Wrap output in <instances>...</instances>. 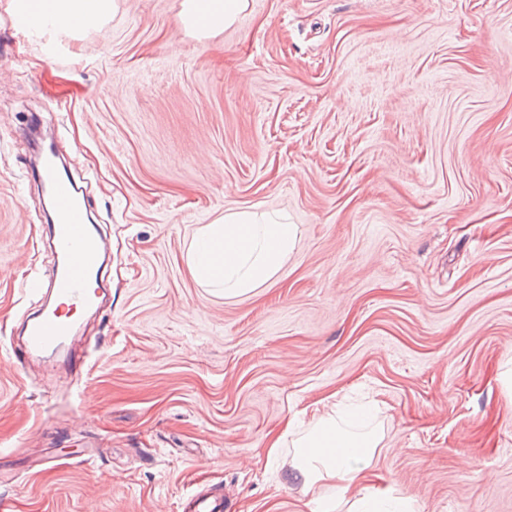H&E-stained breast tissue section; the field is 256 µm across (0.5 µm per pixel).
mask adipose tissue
I'll return each instance as SVG.
<instances>
[{
	"label": "adipose tissue",
	"mask_w": 512,
	"mask_h": 512,
	"mask_svg": "<svg viewBox=\"0 0 512 512\" xmlns=\"http://www.w3.org/2000/svg\"><path fill=\"white\" fill-rule=\"evenodd\" d=\"M37 11L44 29L82 33L108 20L114 0H13V12ZM247 0H182V28L205 38L221 34L246 9ZM298 227L287 216L238 210L207 225L190 242L187 264L195 280L223 290L225 297L251 294L281 269L297 243ZM365 411L346 413L343 419H319L297 438L292 468L304 493L324 508L332 503L320 496L321 486H334L352 495L350 512H382L383 499L375 494L355 496L367 479L368 468L381 453L382 438L370 427Z\"/></svg>",
	"instance_id": "1"
}]
</instances>
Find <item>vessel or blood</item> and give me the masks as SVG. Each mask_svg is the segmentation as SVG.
<instances>
[{
	"label": "vessel or blood",
	"instance_id": "b4317fda",
	"mask_svg": "<svg viewBox=\"0 0 512 512\" xmlns=\"http://www.w3.org/2000/svg\"><path fill=\"white\" fill-rule=\"evenodd\" d=\"M37 171L51 195L55 222L50 241L61 259L49 279L48 292L68 298L72 305L90 306L93 300L87 282L99 268L103 242L90 229L88 206L74 179L63 174L51 157L44 158ZM71 332L70 323L57 311L42 310L26 323L25 351L34 354L57 349Z\"/></svg>",
	"mask_w": 512,
	"mask_h": 512
}]
</instances>
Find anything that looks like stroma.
Masks as SVG:
<instances>
[{
    "instance_id": "35a3bbf8",
    "label": "stroma",
    "mask_w": 512,
    "mask_h": 512,
    "mask_svg": "<svg viewBox=\"0 0 512 512\" xmlns=\"http://www.w3.org/2000/svg\"><path fill=\"white\" fill-rule=\"evenodd\" d=\"M180 2L74 38L0 0V512H312L285 421L361 402L367 492L512 512V0H248L202 40ZM38 126L109 260L64 353L27 357L56 264ZM237 210L299 239L227 299L186 248Z\"/></svg>"
}]
</instances>
